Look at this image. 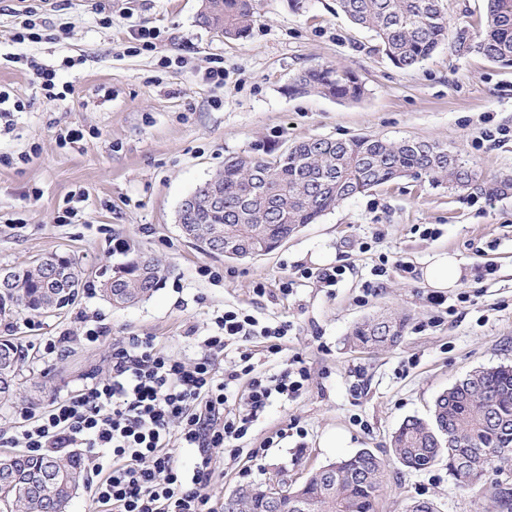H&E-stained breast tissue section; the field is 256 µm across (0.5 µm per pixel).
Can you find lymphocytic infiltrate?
Listing matches in <instances>:
<instances>
[{"label": "lymphocytic infiltrate", "instance_id": "lymphocytic-infiltrate-1", "mask_svg": "<svg viewBox=\"0 0 512 512\" xmlns=\"http://www.w3.org/2000/svg\"><path fill=\"white\" fill-rule=\"evenodd\" d=\"M290 329L227 309L199 337L200 354L188 362L159 348L154 337H124L112 346L106 379L41 411L21 410V431H0V446L35 455L82 449L97 512H214L208 494L214 449L243 439L274 400L296 397L308 385L310 374L298 363L273 373L257 372L252 363L250 341L263 339L275 355ZM232 345L238 357L228 364L224 353ZM243 378L245 408L236 412L230 386ZM176 447L195 449L192 467L180 465Z\"/></svg>", "mask_w": 512, "mask_h": 512}]
</instances>
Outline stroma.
Listing matches in <instances>:
<instances>
[{"label": "stroma", "mask_w": 512, "mask_h": 512, "mask_svg": "<svg viewBox=\"0 0 512 512\" xmlns=\"http://www.w3.org/2000/svg\"><path fill=\"white\" fill-rule=\"evenodd\" d=\"M201 5L0 0V88L24 104L0 120V269L71 255L90 282L72 306L0 318V336L16 338L27 354L18 398L0 404V430H14L21 409L42 410L105 378L116 340L148 335L173 356L191 358L213 315L234 307L263 324L290 322L281 353L250 342L253 361L257 371L272 372L302 359L310 383L296 399L273 402L241 440L238 457L215 449L212 506L238 487L275 478L298 483L367 449L386 464L378 512H402L413 499L433 501L438 512H477V493L453 485L446 460L407 470L394 460L390 439L404 420L429 417L435 398L471 371L512 365V194L489 201L404 178L341 202L274 251L243 260L202 254L184 239L176 213L225 158L274 155L313 138L414 139L447 147L485 177L512 173V67L446 44L414 68H395L374 51L369 32L337 13L336 0H302L297 10L288 0H253L251 29L238 41L201 26ZM30 9L49 38L15 42ZM141 30L157 33L154 51L134 53ZM26 57L58 67L69 88L64 100L46 102ZM217 58L224 61L220 86L203 79ZM321 64L353 69L363 98L291 92L298 74ZM67 128L82 130L83 139L62 144ZM71 205L77 217L58 223ZM427 228L433 236H424ZM116 235L161 267L154 294L125 309L113 308L95 286L124 260L112 250ZM442 250L457 256L465 274L437 306L420 270ZM319 252L346 269L336 288L309 282L282 294L295 265H311ZM384 256L403 260L408 272L374 276ZM203 265L221 281L200 276ZM387 313L406 320L397 345L355 347L356 323ZM95 327L103 337L86 343ZM49 338L62 345L46 359ZM339 432L347 448L328 447ZM275 434L279 443L264 448ZM254 448L259 457H251Z\"/></svg>", "instance_id": "stroma-1"}]
</instances>
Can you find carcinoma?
Returning a JSON list of instances; mask_svg holds the SVG:
<instances>
[{"label": "carcinoma", "mask_w": 512, "mask_h": 512, "mask_svg": "<svg viewBox=\"0 0 512 512\" xmlns=\"http://www.w3.org/2000/svg\"><path fill=\"white\" fill-rule=\"evenodd\" d=\"M355 26L372 33L375 50L393 66L410 69L448 41V20L440 0H336ZM253 18L252 0H202L198 22L227 40L247 37ZM456 50L475 51L489 61L512 67V0H487L478 34L467 28L453 35ZM294 91H313L340 100H358L364 85L349 68L324 65L300 73ZM425 180L431 186L498 197L512 192V175L485 179L478 170L448 149L427 142H391L372 136L345 140L315 138L301 141L278 155L264 158L238 155L224 161V169L199 185L193 196L205 200L212 191L220 199L197 210L179 209L181 225L202 224L265 247L269 253L301 226L314 223L341 201L370 192L402 178ZM130 257L112 275L99 281V292L115 308H127L150 297L160 281L154 259L127 247ZM60 267L66 287L47 285L46 272ZM10 288L0 291V316L15 312L44 313L73 303L84 287L82 267L71 257H53L12 269ZM380 317L360 322L353 330L356 344H375ZM24 357L10 338L0 339V374L10 378L0 388V402L16 397L15 380ZM395 459L405 467L424 470L448 457V475L462 490L481 485L492 465L512 467V366L482 368L443 391L434 401L430 419L404 421L392 436ZM18 471L52 463L57 479L39 498L22 488H0L6 512H51V500L70 509L72 491L83 485L86 470L76 456L66 458L9 456ZM385 476L384 462L371 451L340 458L334 469H317L308 477L306 501L285 512H376ZM261 488L244 487L232 493L243 508H263ZM485 512H512V484L497 481L483 489Z\"/></svg>", "instance_id": "carcinoma-1"}]
</instances>
